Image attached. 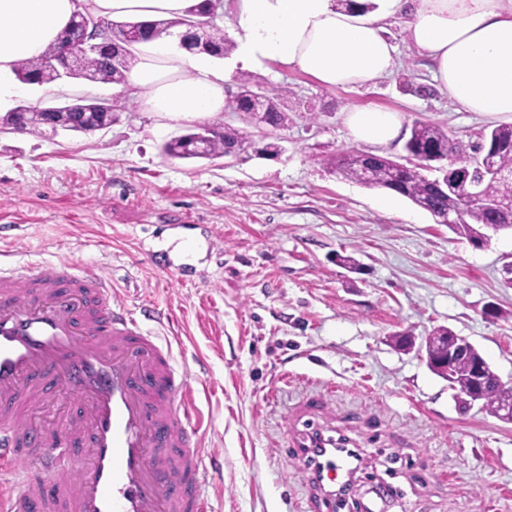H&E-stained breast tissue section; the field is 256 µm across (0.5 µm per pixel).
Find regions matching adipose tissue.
I'll return each instance as SVG.
<instances>
[{"label": "adipose tissue", "mask_w": 512, "mask_h": 512, "mask_svg": "<svg viewBox=\"0 0 512 512\" xmlns=\"http://www.w3.org/2000/svg\"><path fill=\"white\" fill-rule=\"evenodd\" d=\"M225 0L233 17L232 56L187 46L182 34L138 45L127 85L145 111L167 117L228 109L224 85L241 70L298 67L328 87L354 89L393 73L395 48L377 19L354 0ZM407 36L433 67L437 88L466 112L512 117V0H409ZM202 0H0V105L17 95L18 61L40 56L77 15L112 19L181 18ZM355 139L385 145L399 134L398 113L351 107Z\"/></svg>", "instance_id": "1"}]
</instances>
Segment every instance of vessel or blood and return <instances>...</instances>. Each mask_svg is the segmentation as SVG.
Listing matches in <instances>:
<instances>
[{"label":"vessel or blood","mask_w":512,"mask_h":512,"mask_svg":"<svg viewBox=\"0 0 512 512\" xmlns=\"http://www.w3.org/2000/svg\"><path fill=\"white\" fill-rule=\"evenodd\" d=\"M115 305L109 281L66 261L0 259V512H208L197 382L164 336ZM286 463L316 490L312 512H342L364 464L314 417L291 423ZM396 490H366L389 512Z\"/></svg>","instance_id":"1"}]
</instances>
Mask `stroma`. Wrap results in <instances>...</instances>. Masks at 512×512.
I'll use <instances>...</instances> for the list:
<instances>
[{
	"instance_id": "1",
	"label": "stroma",
	"mask_w": 512,
	"mask_h": 512,
	"mask_svg": "<svg viewBox=\"0 0 512 512\" xmlns=\"http://www.w3.org/2000/svg\"><path fill=\"white\" fill-rule=\"evenodd\" d=\"M374 14L396 48L394 73L368 88H328L269 66L254 87L289 89L278 129L231 109L172 120L144 111L126 86L67 77L23 88L14 106L102 98L114 109L109 128L0 129V225L20 227L0 249L21 264L80 262L111 278L126 311L154 305L173 318L176 364L205 387V446L221 463L204 486L211 512H308L313 486L284 457L288 426L309 400L371 473L400 488L396 512H512V423L461 407L424 348L448 328L512 386V232L473 245L326 163L347 150L406 162L418 122L468 151L494 122L434 87L401 12ZM353 106L398 111V138L354 140ZM203 126L244 130L250 143L212 160L163 153ZM269 142L277 153H265ZM185 242L197 246L196 272L182 282L171 263Z\"/></svg>"
}]
</instances>
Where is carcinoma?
Returning a JSON list of instances; mask_svg holds the SVG:
<instances>
[{"label":"carcinoma","instance_id":"cac0c4a2","mask_svg":"<svg viewBox=\"0 0 512 512\" xmlns=\"http://www.w3.org/2000/svg\"><path fill=\"white\" fill-rule=\"evenodd\" d=\"M186 22L185 18L164 19L140 21L138 25L148 29H158L168 34L171 29L184 26ZM209 39L210 44L205 46L204 51L213 56L222 57L233 48L232 41L218 28L210 30ZM64 53V43L58 41L49 46L39 58L19 63L15 69V76L25 84H40L51 74ZM135 59V45L111 43L103 51L85 57L83 69L78 71L76 76L122 85L126 83ZM265 97L267 99L266 123L269 127L278 129L286 121L285 111L281 107L283 91L267 90ZM17 119L21 120L26 128H38L46 124L47 116L42 109L27 112L19 117L14 114L6 116L8 121ZM245 137L246 134L243 131L226 127L212 140L209 154L213 157L222 156L236 145L243 144ZM485 138L495 147V151L489 154L491 162L503 171L504 177L486 182L483 197L478 200L471 198L469 185L464 182L446 197L435 194L431 180L421 174L422 166L420 165L395 169L379 161L370 164L356 151L334 154L327 158V164L346 179L391 190L429 211L437 219L444 216L451 208L459 209L458 223L453 225V232L475 243H482L484 239L477 230L479 226L495 224L503 230L512 231V125H499L491 129ZM406 149L415 155L447 158L452 167L459 161L456 144L440 127L432 124H415L406 143ZM163 152L183 159L198 157L189 134L183 136L181 140L167 142L163 146ZM488 200L498 204V216H492L486 209L485 202ZM475 359L481 360L483 356L478 350L473 349L457 357L452 367L451 383L457 385L461 392L470 388L471 366ZM481 399L483 406L493 413L503 399L502 390L494 384H488L482 391Z\"/></svg>","mask_w":512,"mask_h":512}]
</instances>
